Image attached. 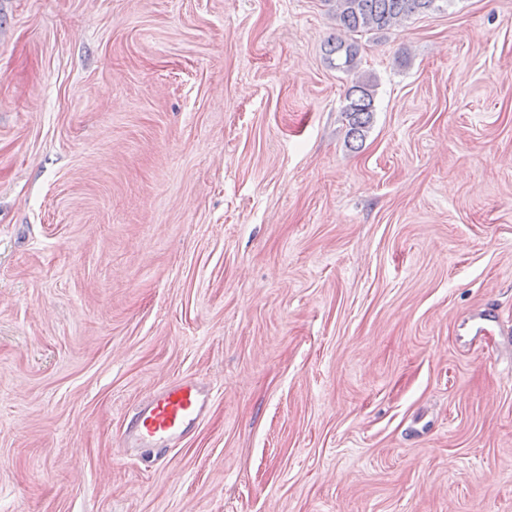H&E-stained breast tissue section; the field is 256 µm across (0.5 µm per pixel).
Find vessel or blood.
<instances>
[{
  "mask_svg": "<svg viewBox=\"0 0 512 512\" xmlns=\"http://www.w3.org/2000/svg\"><path fill=\"white\" fill-rule=\"evenodd\" d=\"M213 398L210 384L182 379L149 395L131 416L124 433L128 448H151L164 458L168 444L200 424Z\"/></svg>",
  "mask_w": 512,
  "mask_h": 512,
  "instance_id": "1",
  "label": "vessel or blood"
}]
</instances>
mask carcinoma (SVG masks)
<instances>
[{"label": "carcinoma", "instance_id": "carcinoma-1", "mask_svg": "<svg viewBox=\"0 0 512 512\" xmlns=\"http://www.w3.org/2000/svg\"><path fill=\"white\" fill-rule=\"evenodd\" d=\"M339 34L327 40L326 55L331 67L356 78L346 90L344 112L347 136L363 140L374 112V80L356 74L360 45L357 36L400 25L415 14L440 8L438 0H332Z\"/></svg>", "mask_w": 512, "mask_h": 512}]
</instances>
